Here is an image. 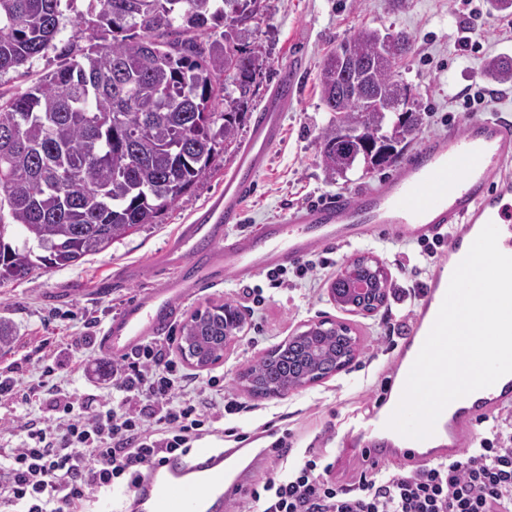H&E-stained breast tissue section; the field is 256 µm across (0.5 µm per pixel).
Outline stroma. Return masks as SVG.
I'll return each instance as SVG.
<instances>
[{"label":"stroma","mask_w":512,"mask_h":512,"mask_svg":"<svg viewBox=\"0 0 512 512\" xmlns=\"http://www.w3.org/2000/svg\"><path fill=\"white\" fill-rule=\"evenodd\" d=\"M482 12L470 21L467 11L456 10L452 0H266L263 10L248 22V43L263 48L262 70L253 84L247 114L240 127L239 142H246L254 118L269 96L281 65L300 57V98L285 114L284 140L271 152L270 165L257 180V189L246 203V219L240 231L287 215L289 209L324 198L371 186L394 175V168L363 173L350 172L348 180L330 181L320 163L317 138L329 120L320 100L319 76L326 56L360 27L380 32L404 30L414 41L413 52L399 68L412 89V102L424 114L419 138L446 133L461 127L467 113L449 111L448 97L466 88L479 89L488 81L482 73L487 57H512V38L499 30L502 11L492 0H473ZM89 0H76L64 10L61 32L54 49L27 65L0 76V93L28 91L64 62L61 48L72 44V22L88 13ZM474 28L476 47H461L463 30ZM237 151L218 153L210 173L177 203L162 211L154 223L112 242L105 251L84 257L72 266L41 269L29 278L0 284V318L12 323L14 339L0 351V367L14 363L23 381L38 380L47 363L41 346L60 347L67 337H88L97 342L103 328L127 298L142 294L159 276L150 263L163 249L179 225L223 192L224 177L238 160ZM416 244L375 234L351 244L317 248V255L330 257L333 268L316 279L295 280L293 287H269L264 275L239 281L233 278L202 289L192 298L178 302V321L169 330L180 336L181 324L196 310L212 303L232 302L244 316L240 341L227 346L223 357L205 368L184 364L196 396H212L206 382L216 376L224 381L226 395L237 400L242 410L225 415L223 427L252 434L268 424V437L257 440L265 448L284 436L294 448L293 459H301L308 448L323 451L324 463H332L341 437L351 429L354 418L377 408L394 381L403 349L410 344V330L386 331L388 322H414L420 299L410 298L407 289L414 280L430 282V273L414 276L407 256ZM381 260L388 274L386 303L371 314H352L331 300L329 286L338 267L360 256ZM140 264L143 276L112 294L98 291L99 284L118 276L122 266ZM322 320L350 326L359 339L355 358L346 370L293 390L283 397L256 398L248 394L241 374L299 327Z\"/></svg>","instance_id":"obj_1"}]
</instances>
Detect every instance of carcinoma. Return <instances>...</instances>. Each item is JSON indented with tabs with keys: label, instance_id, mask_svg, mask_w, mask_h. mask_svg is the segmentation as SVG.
Here are the masks:
<instances>
[{
	"label": "carcinoma",
	"instance_id": "1",
	"mask_svg": "<svg viewBox=\"0 0 512 512\" xmlns=\"http://www.w3.org/2000/svg\"><path fill=\"white\" fill-rule=\"evenodd\" d=\"M60 2L0 0V75L55 47ZM94 2L95 19L79 16L73 23L75 37L87 41L80 57L22 94H0V281L76 264L154 223L210 172L217 146L238 142L262 48L234 47L229 55L223 43L205 46L192 33L221 20L227 27L242 25L257 15L262 0ZM378 33L358 29L344 67L336 66L333 52L321 68V101L334 116L318 137L319 155L334 179L359 166L369 173L398 162L422 124L417 109H380L371 102L411 92L396 72L412 50L411 34H390L389 64L378 60ZM484 72L493 82H512V64L498 58L489 59ZM351 83L369 98L342 90ZM231 86L239 97L216 112L217 92L231 98ZM345 123L355 134L344 133ZM16 225L24 234L20 247L5 241ZM357 280L387 287L371 267L351 261L332 284L339 303L353 302L349 289ZM237 315L226 302L183 324L181 340L198 367L224 355V336ZM324 326L248 368L249 390L266 395L336 368L350 347L340 325Z\"/></svg>",
	"mask_w": 512,
	"mask_h": 512
}]
</instances>
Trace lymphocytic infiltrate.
<instances>
[{
    "label": "lymphocytic infiltrate",
    "mask_w": 512,
    "mask_h": 512,
    "mask_svg": "<svg viewBox=\"0 0 512 512\" xmlns=\"http://www.w3.org/2000/svg\"><path fill=\"white\" fill-rule=\"evenodd\" d=\"M170 337L151 339L107 375L110 391L95 410L57 375L29 386L0 373V402L28 406L48 398L50 415L22 414L20 447L0 448V512H87L112 490L131 488L144 463L214 435L238 402L207 405L192 395L173 359ZM309 451L291 469L258 479L242 498L248 512H512V435L472 440L456 459L397 471L379 470L341 484L318 472Z\"/></svg>",
    "instance_id": "obj_1"
}]
</instances>
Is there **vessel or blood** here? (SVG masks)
<instances>
[{
    "mask_svg": "<svg viewBox=\"0 0 512 512\" xmlns=\"http://www.w3.org/2000/svg\"><path fill=\"white\" fill-rule=\"evenodd\" d=\"M297 61L283 65L271 97L256 116L249 140L224 190L200 214L180 225L169 244L153 258L168 275L146 293L126 301L105 326L101 350L122 358L145 341L166 333L177 317L176 303L205 285L227 277L239 280L298 263L319 246L348 243L364 234L387 232L402 240L449 234V267H456L487 223L499 230L498 247L512 256V121L502 117L468 119L461 129L426 139L396 174L379 185L294 210L250 234L230 236L245 217V202L271 149L284 135V114L298 93ZM439 281L423 289L420 314L412 328L423 344L429 321L440 308ZM512 403V375L477 390L454 411L442 412L428 443L401 436L386 426L396 408L364 417L352 448L355 469L370 472L395 458L415 463L458 457L469 431L490 412ZM246 448L200 451L146 464L129 493L134 512H223L247 486L251 470Z\"/></svg>",
    "mask_w": 512,
    "mask_h": 512,
    "instance_id": "vessel-or-blood-1",
    "label": "vessel or blood"
}]
</instances>
